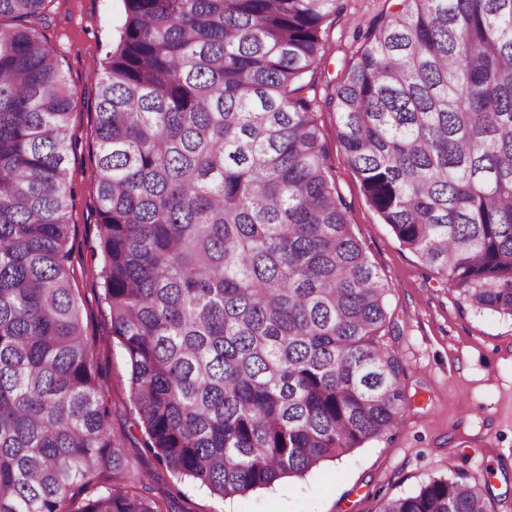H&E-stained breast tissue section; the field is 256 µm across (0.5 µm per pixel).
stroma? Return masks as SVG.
Listing matches in <instances>:
<instances>
[{
    "instance_id": "obj_1",
    "label": "stroma",
    "mask_w": 512,
    "mask_h": 512,
    "mask_svg": "<svg viewBox=\"0 0 512 512\" xmlns=\"http://www.w3.org/2000/svg\"><path fill=\"white\" fill-rule=\"evenodd\" d=\"M398 0H346L325 38L316 81L334 93L362 46L358 30ZM123 23L122 0H52L44 35L74 94L69 136L72 282L101 395L111 408L110 430L143 493L164 512H378L385 497L415 493L430 479L455 472L489 484L496 512H512V318L476 312L459 300L368 204L358 175L340 147L337 117L320 105L321 137L336 185L349 205L352 231L391 290L387 341L406 370L408 405L398 428L350 454L323 461L302 477L284 478L244 497L220 498L180 481L143 450L145 435L130 402L129 366L112 337L98 276L101 254L95 215L94 157L98 113L94 81Z\"/></svg>"
}]
</instances>
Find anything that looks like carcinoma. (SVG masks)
<instances>
[{
	"label": "carcinoma",
	"instance_id": "carcinoma-1",
	"mask_svg": "<svg viewBox=\"0 0 512 512\" xmlns=\"http://www.w3.org/2000/svg\"><path fill=\"white\" fill-rule=\"evenodd\" d=\"M51 0H0V512H163L124 477L70 268ZM344 0H122L97 91L103 300L144 448L222 497L398 427L405 370L316 118ZM330 95L370 206L512 318V0H401ZM460 473L378 512H493Z\"/></svg>",
	"mask_w": 512,
	"mask_h": 512
}]
</instances>
